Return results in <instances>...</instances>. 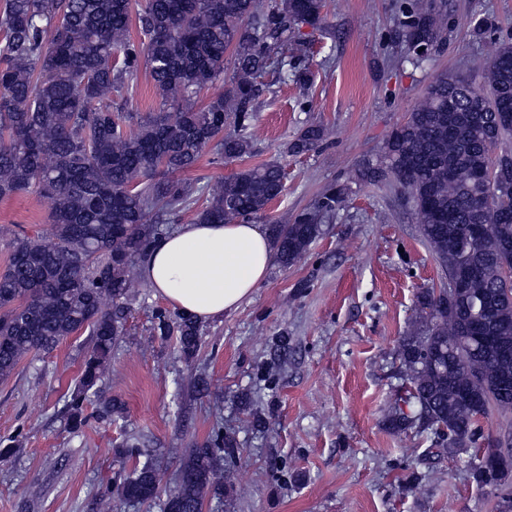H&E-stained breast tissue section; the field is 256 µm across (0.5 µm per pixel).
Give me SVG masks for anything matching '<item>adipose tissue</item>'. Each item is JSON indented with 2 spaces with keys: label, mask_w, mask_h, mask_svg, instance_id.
<instances>
[{
  "label": "adipose tissue",
  "mask_w": 512,
  "mask_h": 512,
  "mask_svg": "<svg viewBox=\"0 0 512 512\" xmlns=\"http://www.w3.org/2000/svg\"><path fill=\"white\" fill-rule=\"evenodd\" d=\"M272 259L261 225L194 222L153 242L142 275L173 308L208 321L248 300Z\"/></svg>",
  "instance_id": "obj_1"
}]
</instances>
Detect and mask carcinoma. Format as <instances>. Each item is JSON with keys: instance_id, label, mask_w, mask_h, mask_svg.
I'll return each instance as SVG.
<instances>
[{"instance_id": "cac0c4a2", "label": "carcinoma", "mask_w": 512, "mask_h": 512, "mask_svg": "<svg viewBox=\"0 0 512 512\" xmlns=\"http://www.w3.org/2000/svg\"><path fill=\"white\" fill-rule=\"evenodd\" d=\"M325 0H3L0 6V200L35 187L51 203L52 241L16 233L0 275V379L29 354L48 352L89 330L91 348L67 401L71 428L88 422L84 404L107 372L124 332L140 263L156 238L155 217L197 203L177 174L193 168L213 144L226 159L254 153L258 79L275 62L302 61L307 25L327 29ZM138 22L144 38L131 36ZM398 62L414 66L441 43L447 14L430 0L400 10ZM233 74L224 75L226 54ZM145 68L160 99L128 132L113 111ZM206 101L198 103L203 92ZM310 125L289 150L303 154L326 140ZM512 136V41H503L478 77H432L423 98L383 148L384 165L360 170L368 183L391 181L411 199L420 234L443 273L463 288L431 289L420 299L412 328L397 345L414 410L394 408L388 428L415 426L444 438L448 450L473 462L503 455L497 439L480 447V422L512 411V153L494 149ZM284 171L264 162L235 172L210 193L201 224L248 222L281 193ZM344 191L325 187L315 206L271 224L279 263L290 267L322 234ZM478 224L488 228L474 240ZM155 330L177 338L194 358L202 326L190 316L159 309ZM234 438L216 424L188 449L178 479L159 488L149 459L120 482L133 503L165 494L162 512H204L221 496L217 471Z\"/></svg>"}]
</instances>
